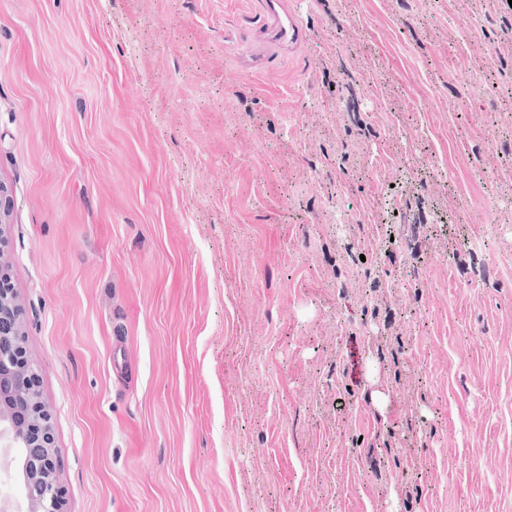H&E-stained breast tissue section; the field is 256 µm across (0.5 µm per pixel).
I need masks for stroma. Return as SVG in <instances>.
Listing matches in <instances>:
<instances>
[{
  "mask_svg": "<svg viewBox=\"0 0 512 512\" xmlns=\"http://www.w3.org/2000/svg\"><path fill=\"white\" fill-rule=\"evenodd\" d=\"M279 10L0 0L65 512H512V0ZM267 7L275 19L273 26L274 38L288 49L300 46L306 39V27L304 23L294 14L285 13L280 16L276 6L279 0H267Z\"/></svg>",
  "mask_w": 512,
  "mask_h": 512,
  "instance_id": "35a3bbf8",
  "label": "stroma"
}]
</instances>
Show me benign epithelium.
<instances>
[{"label":"benign epithelium","mask_w":512,"mask_h":512,"mask_svg":"<svg viewBox=\"0 0 512 512\" xmlns=\"http://www.w3.org/2000/svg\"><path fill=\"white\" fill-rule=\"evenodd\" d=\"M4 188L0 186V512H64L55 479L53 426L40 392L38 370L27 355L28 333L10 279Z\"/></svg>","instance_id":"obj_1"}]
</instances>
